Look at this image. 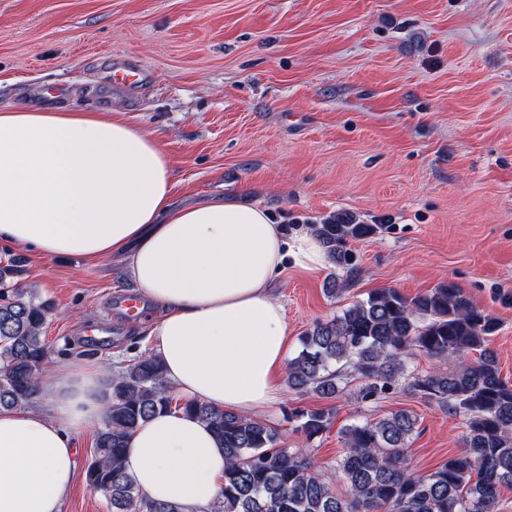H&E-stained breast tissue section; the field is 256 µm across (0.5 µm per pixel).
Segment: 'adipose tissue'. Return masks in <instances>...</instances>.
<instances>
[{"label":"adipose tissue","mask_w":512,"mask_h":512,"mask_svg":"<svg viewBox=\"0 0 512 512\" xmlns=\"http://www.w3.org/2000/svg\"><path fill=\"white\" fill-rule=\"evenodd\" d=\"M170 159L123 113L0 109V243L45 257L121 260L162 308L149 330L165 376L190 400L239 414L277 401L288 361L270 288L287 262L320 268L308 232L286 234L255 203L172 201ZM108 373L55 362L37 400L0 408V512H63L74 436L102 425ZM125 470L147 498L201 512L219 496L224 453L195 416L166 412L132 435Z\"/></svg>","instance_id":"ef3b65f1"}]
</instances>
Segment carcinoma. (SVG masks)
Here are the masks:
<instances>
[{
    "mask_svg": "<svg viewBox=\"0 0 512 512\" xmlns=\"http://www.w3.org/2000/svg\"><path fill=\"white\" fill-rule=\"evenodd\" d=\"M383 224L338 214L309 231L343 271L325 291H347L358 271L352 241L374 237ZM22 260L0 263V407L31 402L47 369L43 328L53 305L19 282ZM498 321L476 307L452 282L407 297L380 288L317 322L288 358V387L325 398L359 383L358 399L379 401L400 389L435 401L466 421L464 448L428 474L413 471L408 451L418 429L406 409L341 429L336 470L340 491L317 473L307 448L280 446L266 422L187 400L181 409L205 422L224 448V486L217 512H501L500 489L512 486V382L501 375L491 347ZM437 366L421 372L418 355ZM159 357L142 354L113 372L107 417L87 469L93 491L112 512H180L146 499L122 467L128 441L150 416L172 408ZM288 419L310 442L331 426L329 410L293 411Z\"/></svg>",
    "mask_w": 512,
    "mask_h": 512,
    "instance_id": "obj_1",
    "label": "carcinoma"
}]
</instances>
